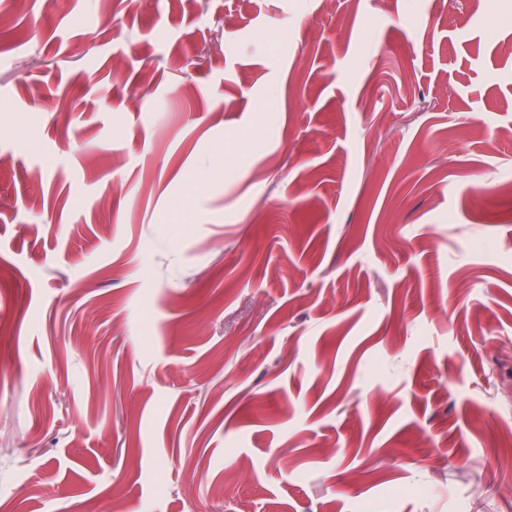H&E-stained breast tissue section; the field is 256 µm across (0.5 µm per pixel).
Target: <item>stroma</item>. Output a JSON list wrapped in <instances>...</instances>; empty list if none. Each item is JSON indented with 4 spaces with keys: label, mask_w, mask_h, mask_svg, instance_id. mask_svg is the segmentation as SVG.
<instances>
[{
    "label": "stroma",
    "mask_w": 512,
    "mask_h": 512,
    "mask_svg": "<svg viewBox=\"0 0 512 512\" xmlns=\"http://www.w3.org/2000/svg\"><path fill=\"white\" fill-rule=\"evenodd\" d=\"M1 14L0 512H512V0Z\"/></svg>",
    "instance_id": "35a3bbf8"
}]
</instances>
